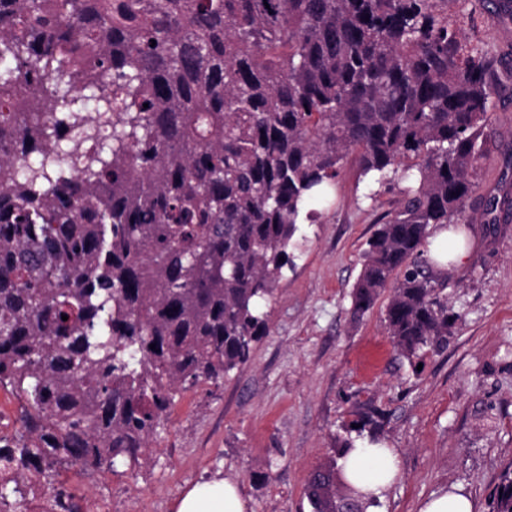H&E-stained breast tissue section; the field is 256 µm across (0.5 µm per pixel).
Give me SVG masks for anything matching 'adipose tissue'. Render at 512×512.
I'll return each mask as SVG.
<instances>
[{
  "label": "adipose tissue",
  "instance_id": "adipose-tissue-1",
  "mask_svg": "<svg viewBox=\"0 0 512 512\" xmlns=\"http://www.w3.org/2000/svg\"><path fill=\"white\" fill-rule=\"evenodd\" d=\"M360 485L376 500H384L391 485L401 477L399 455L395 449L363 445L344 460ZM247 506L238 485L215 480L185 490L175 504V512H246Z\"/></svg>",
  "mask_w": 512,
  "mask_h": 512
}]
</instances>
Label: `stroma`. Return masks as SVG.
<instances>
[{"label":"stroma","instance_id":"1","mask_svg":"<svg viewBox=\"0 0 512 512\" xmlns=\"http://www.w3.org/2000/svg\"><path fill=\"white\" fill-rule=\"evenodd\" d=\"M463 36L504 55L474 179L461 217L477 235L446 269L458 318L446 348L408 361L383 321L388 293L361 320L350 314L366 242L397 208V178L365 186L348 158L330 202L302 219L292 266L275 284L267 327L249 360L219 383L178 392L149 460L117 471L70 469L82 512H172L182 490L236 480L249 512H313L310 476L341 440L396 449L402 479L379 512H417L442 489H462L475 512L512 465V220L487 230L486 201L512 193V40L494 15L463 0Z\"/></svg>","mask_w":512,"mask_h":512}]
</instances>
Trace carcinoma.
I'll use <instances>...</instances> for the list:
<instances>
[{
    "instance_id": "1",
    "label": "carcinoma",
    "mask_w": 512,
    "mask_h": 512,
    "mask_svg": "<svg viewBox=\"0 0 512 512\" xmlns=\"http://www.w3.org/2000/svg\"><path fill=\"white\" fill-rule=\"evenodd\" d=\"M457 2L0 0V150L18 158L0 184V385L24 401L0 512L69 467L140 463L178 390L247 362L301 212L354 152L360 176L412 186L367 242L351 316L390 286L394 347L448 345L428 240L471 230L493 75ZM307 495L374 505L342 466ZM48 502L81 512L62 486ZM491 505L512 512L511 469Z\"/></svg>"
}]
</instances>
